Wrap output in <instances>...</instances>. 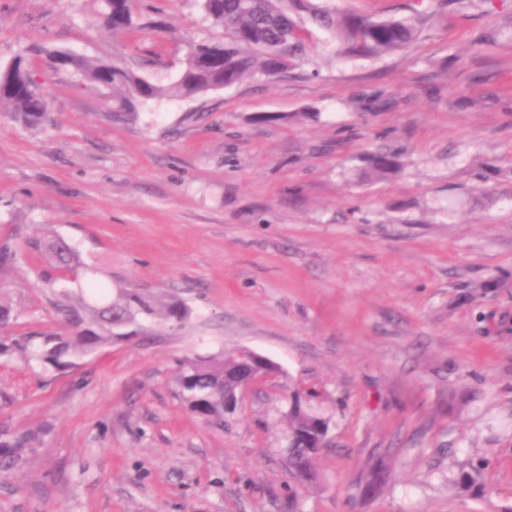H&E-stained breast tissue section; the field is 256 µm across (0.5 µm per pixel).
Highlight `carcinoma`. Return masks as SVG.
Masks as SVG:
<instances>
[{"label":"carcinoma","mask_w":512,"mask_h":512,"mask_svg":"<svg viewBox=\"0 0 512 512\" xmlns=\"http://www.w3.org/2000/svg\"><path fill=\"white\" fill-rule=\"evenodd\" d=\"M140 0H104L102 24L114 34L131 33L136 29L158 27L161 22L143 21ZM205 16L223 34L189 44L186 66L170 88H163L138 75L120 61L103 62L80 58L66 50L47 51L51 64L58 70L74 71L88 83L112 91L115 112L128 117L136 112L137 104L158 99L170 92L192 98L215 88L231 87L256 75L279 76L288 72L293 58L303 55L306 32L292 18L304 13L313 24L330 32L344 53L361 57H379L404 48L417 36L416 25L409 20H382L352 9L338 10L320 0H203ZM9 82L0 86V112L13 113L23 125L38 128L48 119V100L42 85L26 79L28 65L17 57ZM368 171L382 177L401 166V152L385 148L365 155ZM31 247L45 248L58 268L76 271L77 252L62 239L34 242ZM54 307L72 328L73 335L58 333L44 337L35 350L43 364L58 372L73 368L76 360L93 353L99 346L120 343L141 333V319L158 315L172 326L185 323L189 311L179 300H168L157 309L154 298L136 289H125L115 299L103 304H91L82 297L62 291L56 295ZM241 362L231 353L184 360L177 373L180 396L188 410L205 418L215 427H224L228 415L224 394L238 391L242 381L231 375ZM293 396L299 403L287 405L284 417L288 424V470L303 476V482L318 478L317 462L326 444L329 418L315 412L306 403L303 391ZM31 437L19 435L12 441H0V473H7L22 462L20 449ZM481 473L478 468L459 471L453 484L463 491L479 490ZM388 472L373 464L365 476V484L377 489L386 484Z\"/></svg>","instance_id":"obj_1"}]
</instances>
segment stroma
Instances as JSON below:
<instances>
[{
	"instance_id": "1",
	"label": "stroma",
	"mask_w": 512,
	"mask_h": 512,
	"mask_svg": "<svg viewBox=\"0 0 512 512\" xmlns=\"http://www.w3.org/2000/svg\"><path fill=\"white\" fill-rule=\"evenodd\" d=\"M156 31L112 35L101 0H0V62L25 58L49 121L0 112V433L39 439L0 477V512H504L512 506V0H332L422 20L407 48L341 53L308 26L290 73L112 117V96L49 48L179 77L215 36L200 0H143ZM492 34L491 46L475 43ZM403 151L388 178L364 151ZM53 236L72 295L183 299V327L108 344L60 373L24 348L62 332L43 282ZM249 349L279 368L216 429L178 396L179 361ZM318 391L319 479L280 460L283 399ZM384 458L391 476L363 495ZM480 467L483 488L452 489ZM31 247L38 250L44 247L56 262L58 268L64 272L74 273L76 266L74 265L77 252L75 248L62 239L56 238L45 242H33Z\"/></svg>"
}]
</instances>
